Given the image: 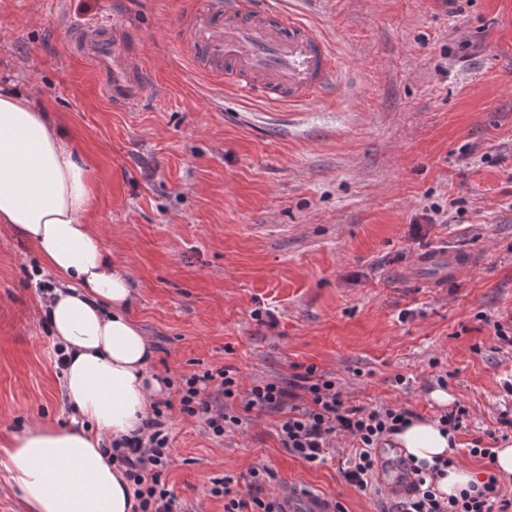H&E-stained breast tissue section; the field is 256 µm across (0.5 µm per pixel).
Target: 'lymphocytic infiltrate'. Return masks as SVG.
I'll use <instances>...</instances> for the list:
<instances>
[{"label":"lymphocytic infiltrate","mask_w":512,"mask_h":512,"mask_svg":"<svg viewBox=\"0 0 512 512\" xmlns=\"http://www.w3.org/2000/svg\"><path fill=\"white\" fill-rule=\"evenodd\" d=\"M179 404L182 413L198 419L206 432L223 436L227 428L242 426L243 412L257 410L281 414L277 428L280 442L312 466L323 464L337 433L348 434L353 447L342 471L345 481L367 489L379 466L378 450L391 444L414 417L405 408L346 404L335 379L307 365L289 376L254 383L241 390L236 368L223 366L182 376ZM171 400L154 405L140 435L111 444L133 486V512H180L176 496L167 489L162 474L170 465V436L165 409ZM408 488L391 512H512V498L496 473H487L481 484L458 494L440 496L435 476L412 462L403 467ZM272 472L252 467L245 477L246 492L233 490L231 477L214 480L213 494L223 496L224 512H280L277 497L265 494Z\"/></svg>","instance_id":"1"}]
</instances>
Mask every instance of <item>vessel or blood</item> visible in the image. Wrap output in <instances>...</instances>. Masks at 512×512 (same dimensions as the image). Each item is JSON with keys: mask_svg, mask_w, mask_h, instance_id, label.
Instances as JSON below:
<instances>
[{"mask_svg": "<svg viewBox=\"0 0 512 512\" xmlns=\"http://www.w3.org/2000/svg\"><path fill=\"white\" fill-rule=\"evenodd\" d=\"M196 48V62L244 97L301 104L333 81L337 61L327 41L287 7L270 0H196L180 20ZM126 30L86 29L79 52L93 66L113 105L128 108L150 96V74L130 49ZM417 264L436 269L438 282L472 267L466 253L438 250L418 256ZM283 512H333L325 495L291 482L279 494Z\"/></svg>", "mask_w": 512, "mask_h": 512, "instance_id": "b4317fda", "label": "vessel or blood"}]
</instances>
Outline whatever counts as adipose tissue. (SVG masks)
Listing matches in <instances>:
<instances>
[{
    "label": "adipose tissue",
    "instance_id": "1",
    "mask_svg": "<svg viewBox=\"0 0 512 512\" xmlns=\"http://www.w3.org/2000/svg\"><path fill=\"white\" fill-rule=\"evenodd\" d=\"M90 176L65 131L23 95L0 91V224L30 241L57 279L39 306L65 348L70 424L37 421L0 453L27 512H131L120 463L102 443L136 434L165 386L148 372L150 343L128 317L129 273L86 223ZM396 442L414 463L456 455L447 433L413 421Z\"/></svg>",
    "mask_w": 512,
    "mask_h": 512
}]
</instances>
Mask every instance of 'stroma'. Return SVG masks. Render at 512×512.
<instances>
[{
	"label": "stroma",
	"mask_w": 512,
	"mask_h": 512,
	"mask_svg": "<svg viewBox=\"0 0 512 512\" xmlns=\"http://www.w3.org/2000/svg\"><path fill=\"white\" fill-rule=\"evenodd\" d=\"M191 0H0V87L65 127L88 168L86 216L132 275L128 308L153 347L150 373L237 368L242 388L315 365L347 404L436 418L444 377L467 407L459 465L484 475L474 438L512 415V0H317L307 21L338 62L333 92L303 105L238 96L190 58L175 20ZM120 17L136 28L157 92L113 107L68 42ZM444 224L420 217L429 206ZM477 256L430 287L412 269L432 247ZM55 278L0 224V446L29 420L68 424L50 332L32 316ZM270 310L273 324L256 321ZM280 414L249 412L213 438L168 413L163 478L182 512H224L216 478L258 464L339 501L382 512L348 484L351 440L308 467L283 448Z\"/></svg>",
	"instance_id": "stroma-1"
}]
</instances>
